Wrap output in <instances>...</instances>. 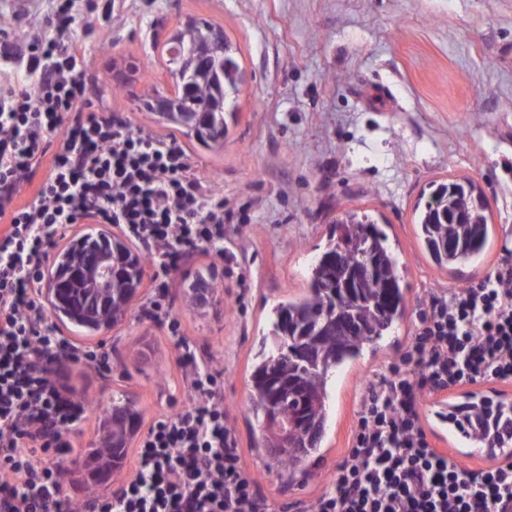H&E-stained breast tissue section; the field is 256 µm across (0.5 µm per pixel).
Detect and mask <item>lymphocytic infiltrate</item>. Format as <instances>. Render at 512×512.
Here are the masks:
<instances>
[{"instance_id": "lymphocytic-infiltrate-1", "label": "lymphocytic infiltrate", "mask_w": 512, "mask_h": 512, "mask_svg": "<svg viewBox=\"0 0 512 512\" xmlns=\"http://www.w3.org/2000/svg\"><path fill=\"white\" fill-rule=\"evenodd\" d=\"M75 7L56 0L25 44L0 41V512H267L203 363L192 365L196 404L152 423L119 495L74 499L60 463L45 461L85 416L56 388L58 367L108 365L62 336L36 296L61 230L119 225L163 275L187 250L223 251L233 219L175 137L100 114L86 51L67 34ZM26 182L36 189L22 203ZM404 359L408 371L367 387L345 459L304 512H512V461L465 468L434 448L422 417L424 394L512 381V254L480 281L430 292ZM451 416L512 445V413Z\"/></svg>"}]
</instances>
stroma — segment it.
<instances>
[{
  "mask_svg": "<svg viewBox=\"0 0 512 512\" xmlns=\"http://www.w3.org/2000/svg\"><path fill=\"white\" fill-rule=\"evenodd\" d=\"M82 0L71 37L88 49L95 104L131 128L175 134L144 105L172 94L164 45L188 18L229 39L241 69L236 114L223 146L181 143L196 173L234 213L233 266L210 247L186 253L165 281L148 271L127 318L103 335L60 323L80 347H103L109 368L63 365V395L86 400L67 434L79 454L97 439L114 398L137 400L143 425L193 402L188 356L215 361L227 421L270 512H294L324 492L349 446L361 397L376 373L397 362L415 333L429 291L461 280L429 262L414 234L417 203L431 183L469 180L487 201L494 237L467 280L486 276L512 249V0ZM51 0H0V29L30 31ZM374 213L407 266L401 323L337 377L326 452L306 483L284 486L251 447L259 428L248 378L266 315L301 293L306 269L346 210ZM215 273L209 306L185 304L186 285ZM166 316L150 314L154 300Z\"/></svg>",
  "mask_w": 512,
  "mask_h": 512,
  "instance_id": "1",
  "label": "stroma"
}]
</instances>
